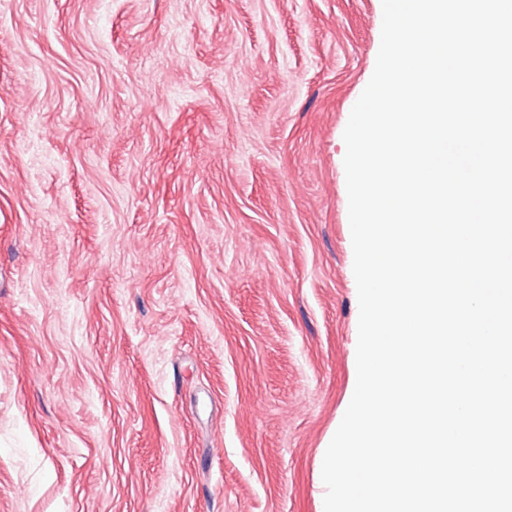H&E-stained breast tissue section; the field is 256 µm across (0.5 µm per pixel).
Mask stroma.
Here are the masks:
<instances>
[{
	"mask_svg": "<svg viewBox=\"0 0 512 512\" xmlns=\"http://www.w3.org/2000/svg\"><path fill=\"white\" fill-rule=\"evenodd\" d=\"M382 0H0V512H322Z\"/></svg>",
	"mask_w": 512,
	"mask_h": 512,
	"instance_id": "obj_1",
	"label": "stroma"
}]
</instances>
